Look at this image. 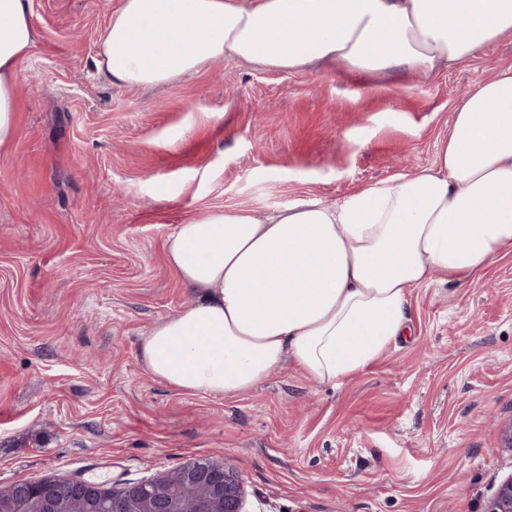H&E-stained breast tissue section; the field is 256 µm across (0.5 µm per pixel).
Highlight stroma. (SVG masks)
<instances>
[{
    "label": "stroma",
    "instance_id": "obj_1",
    "mask_svg": "<svg viewBox=\"0 0 512 512\" xmlns=\"http://www.w3.org/2000/svg\"><path fill=\"white\" fill-rule=\"evenodd\" d=\"M119 3L31 0L0 148V488L226 459L249 512H488L512 478V253L414 289L410 335L339 385L288 363L240 395L179 392L139 347L192 301L165 259L177 225L333 204L431 164L512 38L434 75L218 61L128 88L97 64Z\"/></svg>",
    "mask_w": 512,
    "mask_h": 512
}]
</instances>
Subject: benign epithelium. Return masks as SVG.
Segmentation results:
<instances>
[{"instance_id":"benign-epithelium-1","label":"benign epithelium","mask_w":512,"mask_h":512,"mask_svg":"<svg viewBox=\"0 0 512 512\" xmlns=\"http://www.w3.org/2000/svg\"><path fill=\"white\" fill-rule=\"evenodd\" d=\"M191 488L204 490L195 512H246V483L225 460L193 462L141 482L109 484L80 476L19 482L0 494V512H65L58 497L61 490L79 497L89 512H99L108 503L111 512H183L181 492ZM489 512H512V478L499 486Z\"/></svg>"}]
</instances>
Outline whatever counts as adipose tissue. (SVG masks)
Returning a JSON list of instances; mask_svg holds the SVG:
<instances>
[{
  "label": "adipose tissue",
  "instance_id": "1",
  "mask_svg": "<svg viewBox=\"0 0 512 512\" xmlns=\"http://www.w3.org/2000/svg\"><path fill=\"white\" fill-rule=\"evenodd\" d=\"M30 0H0V148L18 135L19 64L36 42ZM512 36V0H121L100 68L163 85L215 60L299 73L432 74ZM512 252V67L456 103L433 164L325 207L298 200L178 225L166 261L196 296L145 336L168 386L213 396L256 387L283 363L339 382L407 335L414 288L461 280Z\"/></svg>",
  "mask_w": 512,
  "mask_h": 512
}]
</instances>
